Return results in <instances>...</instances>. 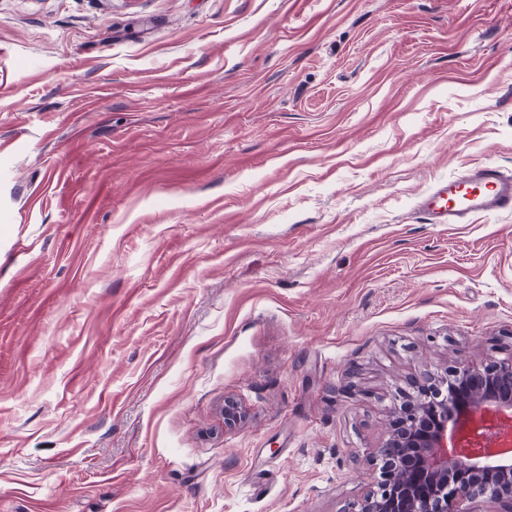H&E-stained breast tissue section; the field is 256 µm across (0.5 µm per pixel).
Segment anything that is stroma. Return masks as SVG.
I'll return each mask as SVG.
<instances>
[{"label":"stroma","instance_id":"stroma-1","mask_svg":"<svg viewBox=\"0 0 512 512\" xmlns=\"http://www.w3.org/2000/svg\"><path fill=\"white\" fill-rule=\"evenodd\" d=\"M484 164L512 0H0V512H352L512 356V214L418 208Z\"/></svg>","mask_w":512,"mask_h":512}]
</instances>
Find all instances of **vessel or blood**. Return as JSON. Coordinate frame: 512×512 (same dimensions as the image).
I'll return each mask as SVG.
<instances>
[{"mask_svg": "<svg viewBox=\"0 0 512 512\" xmlns=\"http://www.w3.org/2000/svg\"><path fill=\"white\" fill-rule=\"evenodd\" d=\"M419 207L437 224H466L479 214L512 213V178L497 166L471 169L456 179L436 183Z\"/></svg>", "mask_w": 512, "mask_h": 512, "instance_id": "vessel-or-blood-1", "label": "vessel or blood"}]
</instances>
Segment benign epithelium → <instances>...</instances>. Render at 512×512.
Masks as SVG:
<instances>
[{"instance_id": "obj_1", "label": "benign epithelium", "mask_w": 512, "mask_h": 512, "mask_svg": "<svg viewBox=\"0 0 512 512\" xmlns=\"http://www.w3.org/2000/svg\"><path fill=\"white\" fill-rule=\"evenodd\" d=\"M374 450L378 477L355 512H512V357L411 380Z\"/></svg>"}]
</instances>
